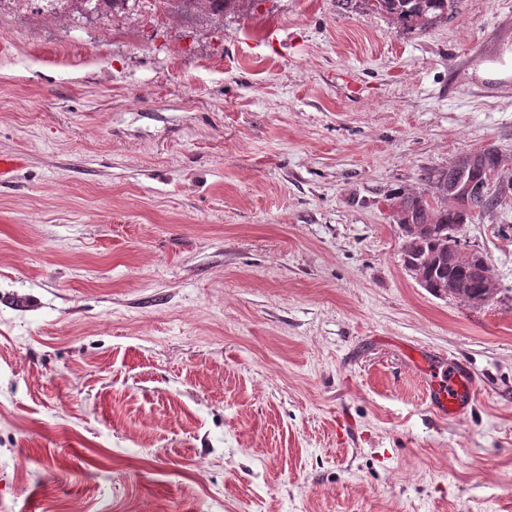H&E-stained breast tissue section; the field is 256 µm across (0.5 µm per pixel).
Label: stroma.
Wrapping results in <instances>:
<instances>
[{
    "mask_svg": "<svg viewBox=\"0 0 512 512\" xmlns=\"http://www.w3.org/2000/svg\"><path fill=\"white\" fill-rule=\"evenodd\" d=\"M512 0L426 31L365 0H131L0 22V512H512V193L460 237L486 306L391 210L493 146ZM469 364L435 418L406 357ZM246 0H155V2L163 3L164 7H168L171 10L177 11L190 10L199 4L208 3L212 9L224 12H234L239 9L240 5Z\"/></svg>",
    "mask_w": 512,
    "mask_h": 512,
    "instance_id": "obj_1",
    "label": "stroma"
}]
</instances>
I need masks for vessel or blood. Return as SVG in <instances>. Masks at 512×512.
Listing matches in <instances>:
<instances>
[{"mask_svg": "<svg viewBox=\"0 0 512 512\" xmlns=\"http://www.w3.org/2000/svg\"><path fill=\"white\" fill-rule=\"evenodd\" d=\"M412 365L422 384L428 410L442 420L465 416L472 406L476 380L473 369L464 363L449 364L447 377H440V368L426 356L417 354Z\"/></svg>", "mask_w": 512, "mask_h": 512, "instance_id": "b4317fda", "label": "vessel or blood"}]
</instances>
